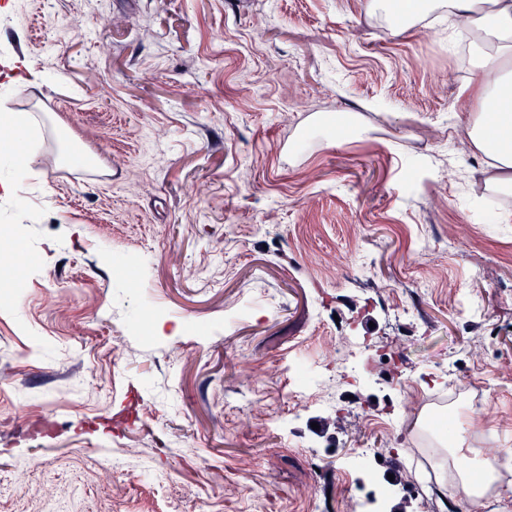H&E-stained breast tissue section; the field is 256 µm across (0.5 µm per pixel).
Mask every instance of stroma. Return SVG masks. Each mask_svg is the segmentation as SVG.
I'll use <instances>...</instances> for the list:
<instances>
[{"mask_svg": "<svg viewBox=\"0 0 512 512\" xmlns=\"http://www.w3.org/2000/svg\"><path fill=\"white\" fill-rule=\"evenodd\" d=\"M367 2L0 0V512H466L430 420L512 448V195L465 39Z\"/></svg>", "mask_w": 512, "mask_h": 512, "instance_id": "obj_1", "label": "stroma"}]
</instances>
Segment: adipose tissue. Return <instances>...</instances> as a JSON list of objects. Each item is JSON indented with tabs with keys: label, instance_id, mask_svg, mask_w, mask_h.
I'll use <instances>...</instances> for the list:
<instances>
[{
	"label": "adipose tissue",
	"instance_id": "ef3b65f1",
	"mask_svg": "<svg viewBox=\"0 0 512 512\" xmlns=\"http://www.w3.org/2000/svg\"><path fill=\"white\" fill-rule=\"evenodd\" d=\"M368 10L411 27L448 15L470 38L477 76L464 133L480 157L486 185L512 194V0H369Z\"/></svg>",
	"mask_w": 512,
	"mask_h": 512
}]
</instances>
